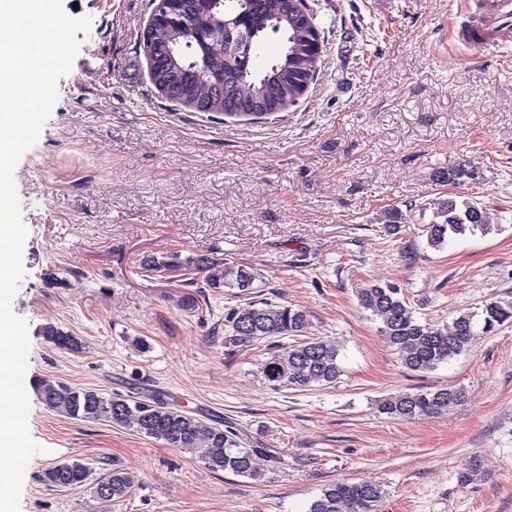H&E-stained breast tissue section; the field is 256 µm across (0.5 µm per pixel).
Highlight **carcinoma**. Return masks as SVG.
<instances>
[{"label":"carcinoma","mask_w":512,"mask_h":512,"mask_svg":"<svg viewBox=\"0 0 512 512\" xmlns=\"http://www.w3.org/2000/svg\"><path fill=\"white\" fill-rule=\"evenodd\" d=\"M183 17L187 26L183 40L168 44L154 43L150 60L159 67L171 56L180 58L184 70L207 83L208 94L215 98L244 96L260 88L274 89L269 80L282 71L287 61L278 59L263 74L252 71L253 51L268 30L279 25L278 34L288 45V52L298 49L304 61L289 74L300 86L288 93V102L296 103L304 94V85L317 72V28L306 0H224V20L229 29L215 39L211 31L200 33L202 22L194 0H184ZM288 8L292 23L279 24L274 16ZM433 220L426 225L429 246L441 248L454 236L487 233L492 230L486 206L476 200L457 202L453 197L432 201ZM406 217L398 209L385 214L386 236L397 235ZM160 277L165 271H185L204 275L205 288H235L244 302L224 313V348L229 352L251 351L266 344L267 358L259 372L272 390H303L314 384L334 386L341 370L338 349L332 341L309 335L307 312L285 304L273 305L252 298L256 275L242 265L217 262L198 256L182 259L178 253L148 266ZM361 308L380 322L379 332L411 372L426 373L464 353L477 336L475 314L463 312L451 327L421 323L414 310L400 296V289L369 284L358 291ZM482 331L490 332L512 319V303H490L482 312ZM47 341L61 349L76 345L73 337L53 326L44 329ZM287 342H282V339ZM43 405L52 411L87 422H108L139 435L161 441L180 452L189 453L213 472L258 480L260 461L273 458L269 449L250 446L233 423H207L195 412L177 408L165 395H105L95 388L72 387L52 378L38 385ZM464 398L461 390L441 388L434 391L401 392L376 401L379 413L391 418L412 419L416 416L448 412ZM91 469L79 460L58 463L43 473V481L54 487L91 484L93 497L110 507L125 498L135 485V476L123 469L89 481ZM383 494L371 480L355 483L338 481L329 484L310 506L309 512H381Z\"/></svg>","instance_id":"obj_1"}]
</instances>
